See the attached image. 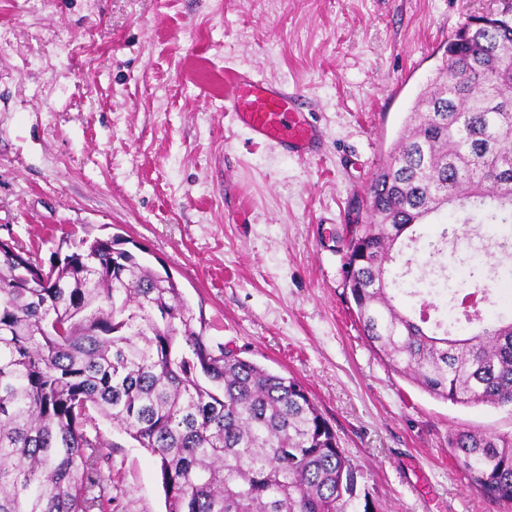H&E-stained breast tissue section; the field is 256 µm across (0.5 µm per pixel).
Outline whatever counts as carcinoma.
Segmentation results:
<instances>
[{"label":"carcinoma","instance_id":"1","mask_svg":"<svg viewBox=\"0 0 512 512\" xmlns=\"http://www.w3.org/2000/svg\"><path fill=\"white\" fill-rule=\"evenodd\" d=\"M345 225L343 288L370 347L430 396L512 407V318L424 328L391 265L442 210L512 243V24L448 40ZM49 267L0 242V512H112L91 411L156 457L166 512H348L359 466L307 389L194 327L179 284L119 237L62 240ZM481 495L512 502V432L448 438Z\"/></svg>","mask_w":512,"mask_h":512}]
</instances>
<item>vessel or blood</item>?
Instances as JSON below:
<instances>
[{
    "label": "vessel or blood",
    "mask_w": 512,
    "mask_h": 512,
    "mask_svg": "<svg viewBox=\"0 0 512 512\" xmlns=\"http://www.w3.org/2000/svg\"><path fill=\"white\" fill-rule=\"evenodd\" d=\"M224 110L232 121L247 129L252 139L279 147L304 158L318 152L321 132L303 113L297 112V93L281 82L262 78L250 67L233 69Z\"/></svg>",
    "instance_id": "b4317fda"
}]
</instances>
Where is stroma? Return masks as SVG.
<instances>
[{
  "label": "stroma",
  "instance_id": "stroma-1",
  "mask_svg": "<svg viewBox=\"0 0 512 512\" xmlns=\"http://www.w3.org/2000/svg\"><path fill=\"white\" fill-rule=\"evenodd\" d=\"M491 0H0V239L42 265L60 240L119 236L167 268L212 341L296 378L380 512H512L456 463L460 428L512 432V407L433 398L362 336L343 294V228L365 216L450 37ZM298 91L318 155L253 141L224 116L225 74ZM423 227L401 309L472 291L497 266L472 238L442 254ZM445 271L450 287L421 273ZM113 512H165L155 458L99 420ZM365 499V500H368ZM355 499L349 512H363Z\"/></svg>",
  "mask_w": 512,
  "mask_h": 512
}]
</instances>
